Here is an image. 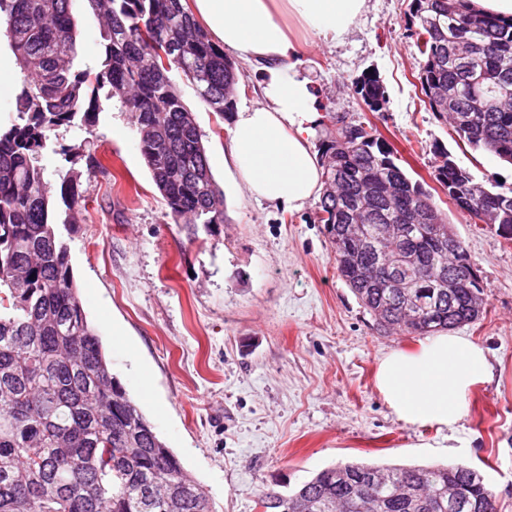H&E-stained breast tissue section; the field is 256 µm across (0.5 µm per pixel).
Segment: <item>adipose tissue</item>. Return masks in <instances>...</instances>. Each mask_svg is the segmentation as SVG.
<instances>
[{
	"instance_id": "1",
	"label": "adipose tissue",
	"mask_w": 512,
	"mask_h": 512,
	"mask_svg": "<svg viewBox=\"0 0 512 512\" xmlns=\"http://www.w3.org/2000/svg\"><path fill=\"white\" fill-rule=\"evenodd\" d=\"M367 0H193V13L212 39L239 59L258 64L264 105L237 112L224 167L255 200L298 208L322 189L310 146L318 110L298 68L307 35L342 40ZM490 370L485 348L444 332L413 351L380 363L376 387L399 422L455 429L464 399Z\"/></svg>"
}]
</instances>
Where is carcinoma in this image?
Listing matches in <instances>:
<instances>
[{"instance_id":"1","label":"carcinoma","mask_w":512,"mask_h":512,"mask_svg":"<svg viewBox=\"0 0 512 512\" xmlns=\"http://www.w3.org/2000/svg\"><path fill=\"white\" fill-rule=\"evenodd\" d=\"M70 2L0 0V36L31 75L17 120L0 129V512H210L205 489L112 373L54 228L42 160L72 156L48 132L90 131L105 89L133 114L172 220L222 224L223 193L171 72L221 118L235 109L239 77L182 0H87L103 24L104 58L77 71ZM409 31L423 57V103L470 147L512 164V21L465 12L456 0H412ZM352 89L368 111L385 110L376 74ZM441 156L433 177L448 199L512 243V189L478 184ZM321 160L325 189L312 220L324 225L338 275L377 329L430 335L481 320L478 269L378 130L334 118ZM60 197L65 223H77L73 176L63 177ZM346 224L364 225L366 240L343 238ZM257 498L266 512H497L484 475L462 463L341 461L291 492Z\"/></svg>"}]
</instances>
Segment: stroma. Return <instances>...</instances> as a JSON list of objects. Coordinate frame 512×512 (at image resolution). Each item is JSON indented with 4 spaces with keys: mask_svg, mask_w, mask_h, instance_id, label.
<instances>
[{
    "mask_svg": "<svg viewBox=\"0 0 512 512\" xmlns=\"http://www.w3.org/2000/svg\"><path fill=\"white\" fill-rule=\"evenodd\" d=\"M410 2L367 0L342 42L315 39L300 74L318 94L312 147L333 116L376 127L479 269L486 312L456 332L488 349L492 377L467 395L455 430L410 427L392 415L375 387L377 366L420 337L375 330L339 277L323 226L311 221L313 204L250 199L225 173L233 119L211 112L190 84L179 88L224 194L223 223L173 222L119 100L101 99L92 131L50 133L79 148L71 160L50 154L44 163L55 188L67 171L79 174L80 220L66 223L56 203V229L88 319L111 321L101 336L113 373L207 490L211 512H259V490L291 491L341 460L472 465L498 512H512V245L459 211L433 178L443 149L475 182L502 191L512 189V165L472 149L426 110L422 58L406 31ZM71 11L73 67L96 69L101 24L87 0H72ZM369 70L386 88L385 111L366 110L351 89Z\"/></svg>",
    "mask_w": 512,
    "mask_h": 512,
    "instance_id": "stroma-1",
    "label": "stroma"
}]
</instances>
